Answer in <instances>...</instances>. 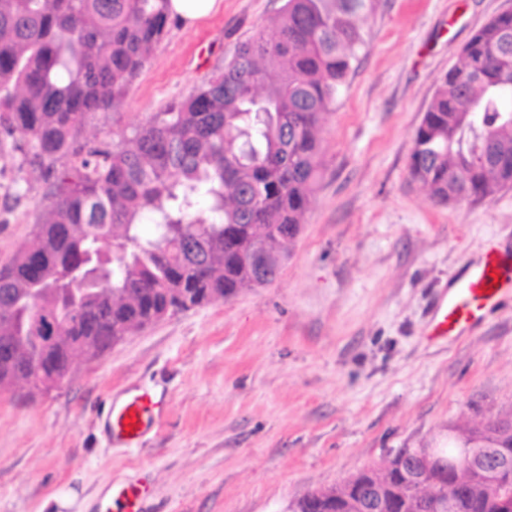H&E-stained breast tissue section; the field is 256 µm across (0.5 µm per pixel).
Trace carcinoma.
Returning <instances> with one entry per match:
<instances>
[{
    "instance_id": "1",
    "label": "carcinoma",
    "mask_w": 512,
    "mask_h": 512,
    "mask_svg": "<svg viewBox=\"0 0 512 512\" xmlns=\"http://www.w3.org/2000/svg\"><path fill=\"white\" fill-rule=\"evenodd\" d=\"M383 0H284L272 32L241 42L224 69L156 112L127 143L78 141L95 113L118 108L175 20L170 0H0V157L69 166L47 196L29 245L0 269V388L60 382L68 353L95 358L119 336L181 310L180 296L231 299L267 279L300 232L321 168L318 131L366 45ZM409 175L437 204L512 188V13L478 29L441 75L417 127ZM151 231L142 232L143 224ZM39 313L60 319L49 353L31 339ZM512 455L498 422L461 435ZM389 512H419L400 472H377ZM335 487L352 512L350 486ZM461 483L459 512H512V474L426 469Z\"/></svg>"
}]
</instances>
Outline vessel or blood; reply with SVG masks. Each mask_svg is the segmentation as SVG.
Returning <instances> with one entry per match:
<instances>
[{
  "label": "vessel or blood",
  "instance_id": "b4317fda",
  "mask_svg": "<svg viewBox=\"0 0 512 512\" xmlns=\"http://www.w3.org/2000/svg\"><path fill=\"white\" fill-rule=\"evenodd\" d=\"M512 295V261L494 251L456 275L437 306L434 335L462 337ZM158 401L145 390L129 393L121 404L110 406L108 427L113 442L139 443L154 421ZM142 487L128 484L116 487L107 504L108 512H141Z\"/></svg>",
  "mask_w": 512,
  "mask_h": 512
}]
</instances>
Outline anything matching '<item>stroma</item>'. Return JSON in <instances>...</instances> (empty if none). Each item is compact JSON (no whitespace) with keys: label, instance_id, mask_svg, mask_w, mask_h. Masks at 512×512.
<instances>
[{"label":"stroma","instance_id":"35a3bbf8","mask_svg":"<svg viewBox=\"0 0 512 512\" xmlns=\"http://www.w3.org/2000/svg\"><path fill=\"white\" fill-rule=\"evenodd\" d=\"M284 0H221L157 45L83 137L132 138L192 95ZM512 0H386L320 132L322 173L271 285L244 288L76 357L49 390L0 391V512H103L113 485L142 512H284L289 501L512 419V298L462 338L433 336L453 275L512 254V188L433 205L410 180L437 79ZM54 173L0 159V268L43 219ZM159 403L140 443H113L110 404Z\"/></svg>","mask_w":512,"mask_h":512}]
</instances>
